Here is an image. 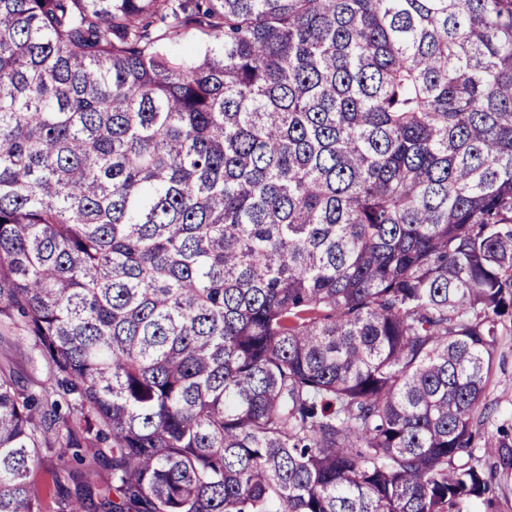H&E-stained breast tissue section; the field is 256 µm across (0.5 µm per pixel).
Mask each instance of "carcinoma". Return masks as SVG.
I'll return each instance as SVG.
<instances>
[{"label":"carcinoma","mask_w":512,"mask_h":512,"mask_svg":"<svg viewBox=\"0 0 512 512\" xmlns=\"http://www.w3.org/2000/svg\"><path fill=\"white\" fill-rule=\"evenodd\" d=\"M506 317L512 0H0V512H464ZM0 370L10 372L19 384L25 386L36 385L47 378L29 345L18 344L12 338L0 340ZM53 469V462L45 459L36 471L30 477L32 487L37 491L42 500L44 512L52 511V501L50 500L48 491L50 483V471Z\"/></svg>","instance_id":"carcinoma-1"}]
</instances>
